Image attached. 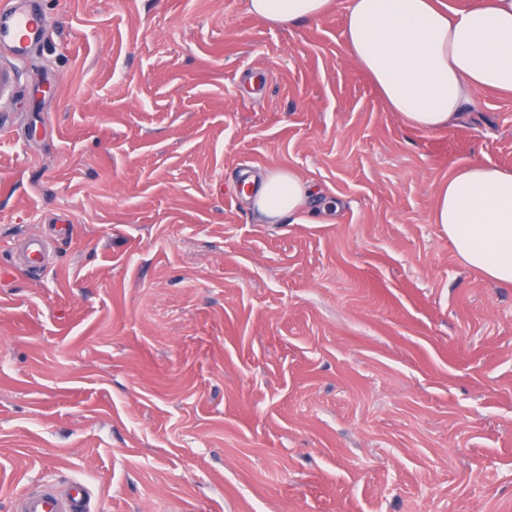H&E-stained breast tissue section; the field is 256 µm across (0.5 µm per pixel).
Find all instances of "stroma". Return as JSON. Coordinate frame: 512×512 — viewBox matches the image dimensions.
<instances>
[{"instance_id": "1", "label": "stroma", "mask_w": 512, "mask_h": 512, "mask_svg": "<svg viewBox=\"0 0 512 512\" xmlns=\"http://www.w3.org/2000/svg\"><path fill=\"white\" fill-rule=\"evenodd\" d=\"M0 90V512H512V286L430 221L460 164L512 169V95L421 131L344 40L347 0H36ZM309 201L265 223L243 171ZM68 215L69 234L56 236ZM331 0H248L250 13L273 24L294 26L322 15ZM46 252V243L37 236H31L22 246L17 260L10 266H5L3 274L9 276L16 270L40 268ZM92 498L87 486L73 482L66 489L43 483L23 493L17 512H92Z\"/></svg>"}]
</instances>
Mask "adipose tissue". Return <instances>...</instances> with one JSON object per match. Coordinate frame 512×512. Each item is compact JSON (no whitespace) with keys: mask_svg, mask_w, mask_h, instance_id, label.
I'll return each mask as SVG.
<instances>
[{"mask_svg":"<svg viewBox=\"0 0 512 512\" xmlns=\"http://www.w3.org/2000/svg\"><path fill=\"white\" fill-rule=\"evenodd\" d=\"M331 0H248L250 13L294 26ZM351 59L390 111L414 129L458 121L484 91L512 93V0H348L344 29ZM253 205L276 224L303 210L315 189L291 170L251 175ZM459 259L512 285V170L468 162L438 191L430 215Z\"/></svg>","mask_w":512,"mask_h":512,"instance_id":"obj_1","label":"adipose tissue"}]
</instances>
